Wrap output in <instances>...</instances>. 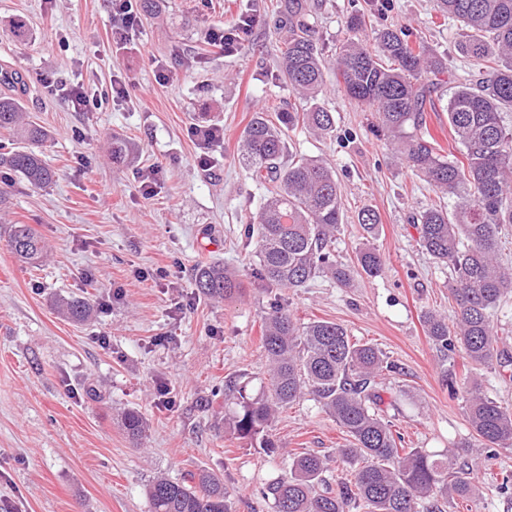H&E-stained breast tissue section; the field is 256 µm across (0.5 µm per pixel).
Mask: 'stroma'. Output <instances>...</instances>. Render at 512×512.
I'll use <instances>...</instances> for the list:
<instances>
[{"instance_id":"stroma-1","label":"stroma","mask_w":512,"mask_h":512,"mask_svg":"<svg viewBox=\"0 0 512 512\" xmlns=\"http://www.w3.org/2000/svg\"><path fill=\"white\" fill-rule=\"evenodd\" d=\"M276 3L162 0L161 17L141 18L118 45L112 0H0V69L23 74L26 115L47 133L37 150L56 173L51 186L38 189L0 168V512H148L154 478L201 469L223 479L233 512H273L262 489L287 476L294 457L329 458L328 483L344 476L337 450L345 437L313 396L276 414L269 430L276 453L233 430L238 407L219 389L237 380L249 394L261 392L269 370L263 317L277 296L298 321L339 323L397 365L378 389L405 447L455 449L481 485L479 498L440 501L441 512H512V447L490 450L473 440L465 403L449 388L469 376L512 408V379L473 368L428 336L424 312L454 314L448 271L422 250L408 217L438 197L376 136L372 113L346 98L335 69L327 71L323 97L335 132L318 137L299 127L290 147L336 172L344 212L337 261L354 262L368 241L384 268L346 288L320 278L274 293L253 276L256 245L247 226L265 190L240 164L238 144L254 113L277 119L294 97L273 77ZM355 7L368 30L408 27L449 58V82L438 91L447 100L468 67L455 22L431 0H319L315 21L326 60L348 37ZM247 15L256 19L251 34L237 54L224 55L213 32ZM20 17L32 29L25 42L7 34ZM47 77L83 86L96 106L73 111L45 88ZM115 81L128 96L113 99ZM194 125L224 130L206 168L188 136ZM157 165L160 183L144 196L140 175ZM365 206L380 216L370 236L357 222ZM13 224L46 238L39 265L10 251ZM214 263L239 275L241 295L198 293L196 270ZM160 268L166 279L157 278ZM79 297L94 305L81 324L59 308L60 300ZM130 409L147 422L136 442L121 425Z\"/></svg>"}]
</instances>
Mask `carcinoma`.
<instances>
[{
    "instance_id": "1",
    "label": "carcinoma",
    "mask_w": 512,
    "mask_h": 512,
    "mask_svg": "<svg viewBox=\"0 0 512 512\" xmlns=\"http://www.w3.org/2000/svg\"><path fill=\"white\" fill-rule=\"evenodd\" d=\"M434 10L459 23L457 47L470 64L469 79L453 87L444 107L461 158L440 153L425 116L436 111L434 94L448 73V58L430 52L421 39L413 41L410 29L384 27L363 39L358 33L366 27L365 16L351 14L347 28L353 36L336 52V76L349 99L374 113L375 132L390 141L397 157L448 198V204L411 217L420 246L450 271L448 298L457 307L451 325L426 312L428 336L445 350H462L472 365L505 369L512 366V354L499 348L492 318L512 295V266L498 259L502 228L512 224V130L501 119L503 111L512 110V0H435ZM276 30L281 48L275 78L288 84L303 106L288 104L276 124L265 113H255L240 140V163L266 188L257 221L248 228L256 239L254 277L267 288L293 289L319 277L348 286L357 270L375 277L384 260L371 244L358 250L355 269L333 259L332 245L343 223L335 171L287 148L288 132L299 125L320 137L336 126L334 113L321 105L327 61L318 47L315 18L302 0H280ZM0 85L11 88L0 94V131L23 142H43L42 127L23 119L21 73L1 70ZM0 168L35 188L52 181L40 155L25 146L0 152ZM357 221L372 234L380 218L365 206ZM8 246L29 261L45 251L44 241L27 224L11 226ZM195 287L205 297L224 299L243 291L237 275L220 266L198 270ZM62 310L82 322L91 305L72 299ZM262 347L270 362L266 389L250 396L233 383L225 385L239 395L237 434L274 452L267 428L276 411L309 393L345 434L347 444L338 456L351 469L333 490L325 487L323 458L296 457L288 477L262 490L274 512H350L359 506L365 512H439L441 499L480 495L468 464L398 446L376 391L377 378L393 365L377 348L352 341L335 322L299 324L278 299L264 317ZM454 392L463 395L475 439L488 448L512 447V409L474 380L463 379ZM123 426L135 440L145 432L141 414L133 409L125 413ZM147 498L150 512H231L223 480L205 470L181 480L158 477L148 485Z\"/></svg>"
}]
</instances>
